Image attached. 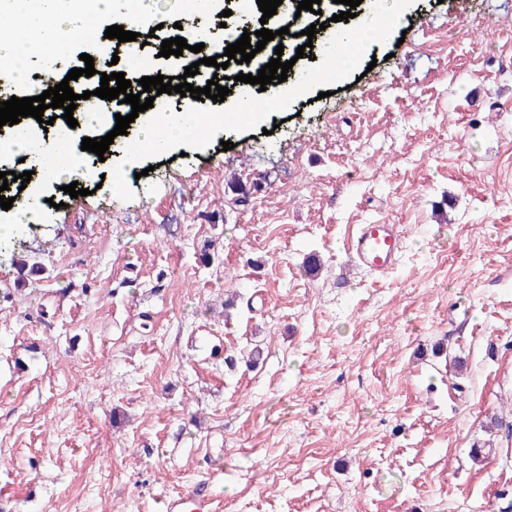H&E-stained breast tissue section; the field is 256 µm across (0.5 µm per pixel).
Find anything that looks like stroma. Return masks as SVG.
Wrapping results in <instances>:
<instances>
[{
	"label": "stroma",
	"instance_id": "obj_1",
	"mask_svg": "<svg viewBox=\"0 0 512 512\" xmlns=\"http://www.w3.org/2000/svg\"><path fill=\"white\" fill-rule=\"evenodd\" d=\"M256 21L162 0L140 41L29 73ZM321 21L279 110L137 157L130 125L86 195L39 168L15 199L41 219L0 209L5 512H165L197 484L214 512H512V0H404L310 83L344 51ZM360 224L401 225L390 273L350 262Z\"/></svg>",
	"mask_w": 512,
	"mask_h": 512
}]
</instances>
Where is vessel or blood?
<instances>
[{"mask_svg":"<svg viewBox=\"0 0 512 512\" xmlns=\"http://www.w3.org/2000/svg\"><path fill=\"white\" fill-rule=\"evenodd\" d=\"M403 243L401 225L362 224L351 236L348 254L355 264L384 275L397 265ZM166 512H212V498L204 490H189L170 499Z\"/></svg>","mask_w":512,"mask_h":512,"instance_id":"obj_1","label":"vessel or blood"}]
</instances>
